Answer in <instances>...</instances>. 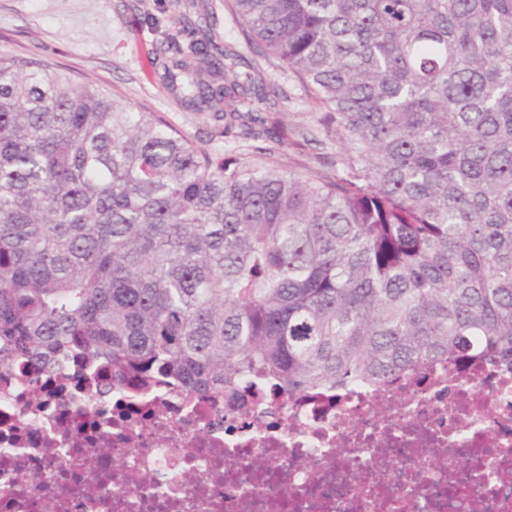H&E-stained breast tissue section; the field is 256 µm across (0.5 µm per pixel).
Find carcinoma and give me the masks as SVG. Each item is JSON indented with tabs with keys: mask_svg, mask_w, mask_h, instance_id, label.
Masks as SVG:
<instances>
[{
	"mask_svg": "<svg viewBox=\"0 0 512 512\" xmlns=\"http://www.w3.org/2000/svg\"><path fill=\"white\" fill-rule=\"evenodd\" d=\"M336 136L331 167L198 150L0 52V366L104 362L230 402L512 358V0H225ZM182 103L276 87L201 24Z\"/></svg>",
	"mask_w": 512,
	"mask_h": 512,
	"instance_id": "obj_1",
	"label": "carcinoma"
}]
</instances>
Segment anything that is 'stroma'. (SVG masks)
<instances>
[{"mask_svg": "<svg viewBox=\"0 0 512 512\" xmlns=\"http://www.w3.org/2000/svg\"><path fill=\"white\" fill-rule=\"evenodd\" d=\"M205 15L217 44L237 52L266 84L287 91L288 101L275 110L252 97L244 103L264 118L269 136L245 140L240 124L229 127L215 113L184 108L166 79L174 54L165 36L182 30L186 20ZM0 51L37 58L75 82H93L132 111L161 116L213 155L268 147L284 168L299 170L327 168L336 154L335 142L315 128V101L275 60L251 52L224 0H0Z\"/></svg>", "mask_w": 512, "mask_h": 512, "instance_id": "1", "label": "stroma"}]
</instances>
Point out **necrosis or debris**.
<instances>
[{
	"label": "necrosis or debris",
	"mask_w": 512,
	"mask_h": 512,
	"mask_svg": "<svg viewBox=\"0 0 512 512\" xmlns=\"http://www.w3.org/2000/svg\"><path fill=\"white\" fill-rule=\"evenodd\" d=\"M0 367V512H512V364L272 394ZM111 455H101L103 445Z\"/></svg>",
	"instance_id": "1"
}]
</instances>
